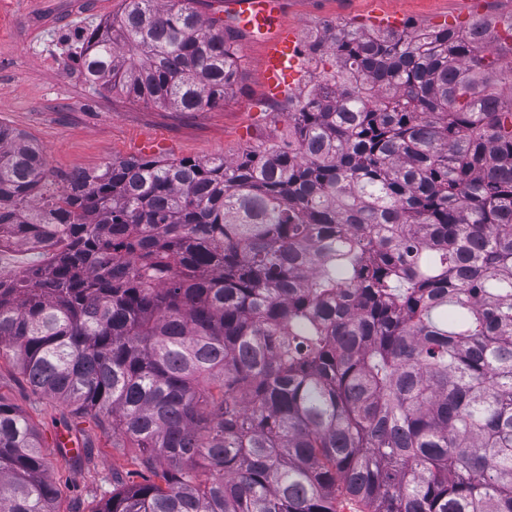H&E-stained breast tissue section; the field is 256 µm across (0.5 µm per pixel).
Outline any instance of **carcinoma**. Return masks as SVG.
I'll return each mask as SVG.
<instances>
[{"label": "carcinoma", "instance_id": "carcinoma-1", "mask_svg": "<svg viewBox=\"0 0 512 512\" xmlns=\"http://www.w3.org/2000/svg\"><path fill=\"white\" fill-rule=\"evenodd\" d=\"M197 0H123L81 71L146 104L224 102L236 53ZM334 68L321 67L323 57ZM288 140L142 156L40 193L0 124V352L112 416L143 481L96 512H512V16L335 27ZM37 429L0 401V512H56ZM39 262L40 258L34 251L13 246L1 251L0 274L4 277L19 275L39 264Z\"/></svg>", "mask_w": 512, "mask_h": 512}]
</instances>
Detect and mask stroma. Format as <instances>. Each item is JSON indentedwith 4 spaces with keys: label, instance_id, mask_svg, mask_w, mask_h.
<instances>
[{
    "label": "stroma",
    "instance_id": "35a3bbf8",
    "mask_svg": "<svg viewBox=\"0 0 512 512\" xmlns=\"http://www.w3.org/2000/svg\"><path fill=\"white\" fill-rule=\"evenodd\" d=\"M122 0H0V124L18 129L41 148L48 190L76 170L132 156L136 141H159V157L234 158L288 130V100L267 93L260 80L262 33L237 32V81L223 104L175 112L90 86L76 58L79 37L116 18ZM398 13L402 28H468L479 19L512 14V0H287L283 27L301 46L327 27L370 26ZM0 398L34 423L41 454L58 489L60 512H97L112 490V472L138 475L137 449L118 447L107 415L81 414L67 403L40 397L8 360H0ZM73 431L92 454L75 462L57 448V430Z\"/></svg>",
    "mask_w": 512,
    "mask_h": 512
}]
</instances>
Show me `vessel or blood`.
I'll use <instances>...</instances> for the list:
<instances>
[{
	"instance_id": "b4317fda",
	"label": "vessel or blood",
	"mask_w": 512,
	"mask_h": 512,
	"mask_svg": "<svg viewBox=\"0 0 512 512\" xmlns=\"http://www.w3.org/2000/svg\"><path fill=\"white\" fill-rule=\"evenodd\" d=\"M281 4L282 0H230L228 4L240 26L276 27V34L265 42L261 76L268 87L278 92L283 90L286 76L292 73L299 52L297 32L277 26Z\"/></svg>"
}]
</instances>
